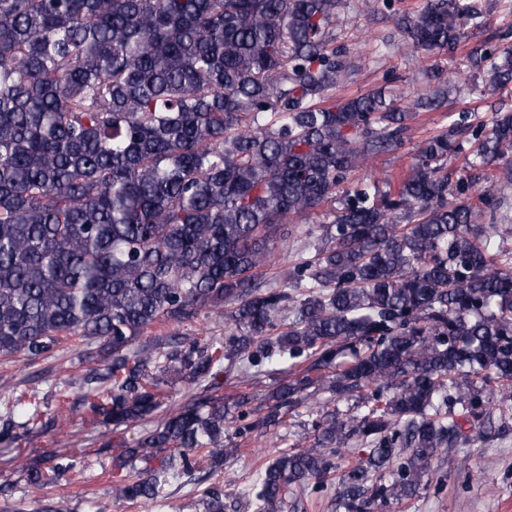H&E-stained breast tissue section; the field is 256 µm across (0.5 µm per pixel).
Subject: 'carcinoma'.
I'll return each mask as SVG.
<instances>
[{
    "instance_id": "1",
    "label": "carcinoma",
    "mask_w": 512,
    "mask_h": 512,
    "mask_svg": "<svg viewBox=\"0 0 512 512\" xmlns=\"http://www.w3.org/2000/svg\"><path fill=\"white\" fill-rule=\"evenodd\" d=\"M346 0H0V361L34 363L63 340H99L112 359L78 379L92 424H134L170 396L168 375L209 382L126 450L124 469L164 448L155 470L119 474L138 503L201 461L214 466L303 410L314 438L268 461L242 496L284 512L288 493L335 488L342 450L368 451L342 476L345 512H381L416 495L432 461L487 437L493 398L512 397V251L485 213L512 203L476 190L512 155V113L490 127L461 112L423 140L396 187L350 174L401 148L410 112L445 105L417 89L412 108L384 87L349 98L357 69L334 46ZM392 18L417 50L454 53L467 34L455 0ZM489 82H512V54L487 38L469 52ZM476 144L468 175L448 158ZM453 200H448V197ZM322 212L325 222L302 228ZM306 239L280 286L279 242ZM230 308L220 342L181 336L130 351L157 324ZM267 393L214 395L220 378ZM360 394L339 414L336 402ZM0 437L42 418L35 394ZM76 461L28 470L47 488ZM202 512H224L206 491Z\"/></svg>"
}]
</instances>
